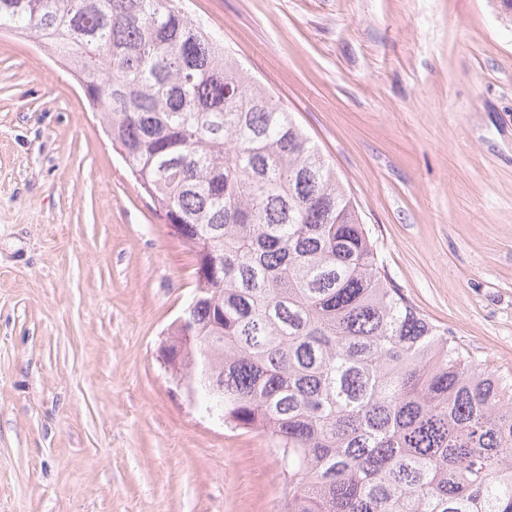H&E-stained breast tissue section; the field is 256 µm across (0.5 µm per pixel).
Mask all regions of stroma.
I'll return each instance as SVG.
<instances>
[{"instance_id": "35a3bbf8", "label": "stroma", "mask_w": 512, "mask_h": 512, "mask_svg": "<svg viewBox=\"0 0 512 512\" xmlns=\"http://www.w3.org/2000/svg\"><path fill=\"white\" fill-rule=\"evenodd\" d=\"M333 164L408 300L512 380V22L495 0H185ZM195 259L76 79L0 33V512H283L268 439L160 346Z\"/></svg>"}]
</instances>
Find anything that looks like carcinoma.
Segmentation results:
<instances>
[{
	"label": "carcinoma",
	"mask_w": 512,
	"mask_h": 512,
	"mask_svg": "<svg viewBox=\"0 0 512 512\" xmlns=\"http://www.w3.org/2000/svg\"><path fill=\"white\" fill-rule=\"evenodd\" d=\"M5 22L86 85L198 260L186 363L279 448L286 512H512V382L392 283L328 159L182 0H0Z\"/></svg>",
	"instance_id": "carcinoma-1"
}]
</instances>
